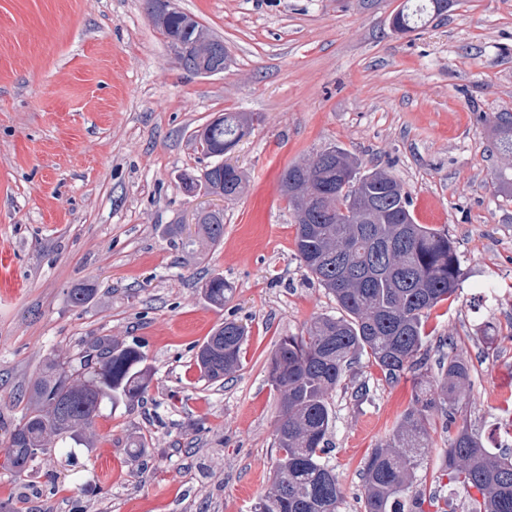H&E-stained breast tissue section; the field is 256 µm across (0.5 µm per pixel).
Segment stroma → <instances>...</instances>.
Wrapping results in <instances>:
<instances>
[{
  "mask_svg": "<svg viewBox=\"0 0 512 512\" xmlns=\"http://www.w3.org/2000/svg\"><path fill=\"white\" fill-rule=\"evenodd\" d=\"M403 2L177 0L230 54L202 77L174 59L145 0H0V512H255L278 458L268 360L337 312L296 256L279 180L333 145L396 177L417 222L448 231L464 281L425 320L426 367L468 361L456 417L512 449V202L494 192L506 160L490 150L496 116L512 113V0H453L399 34ZM227 112L259 118L227 156L244 192L187 195L180 177L212 163L195 132ZM214 210L220 245L171 235ZM212 274L234 289L221 307L201 292ZM78 287L92 294L76 307ZM227 319L247 329L241 365L212 383L196 347ZM93 336L141 344L142 404L104 407L92 438L51 440L15 476L4 448L31 381L50 357L78 363ZM418 395L412 375L386 381L367 359L346 371L327 451L338 512H361L364 460ZM448 427L434 417L422 488L456 512L467 497L441 476Z\"/></svg>",
  "mask_w": 512,
  "mask_h": 512,
  "instance_id": "stroma-1",
  "label": "stroma"
}]
</instances>
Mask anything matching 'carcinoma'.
Listing matches in <instances>:
<instances>
[{"mask_svg":"<svg viewBox=\"0 0 512 512\" xmlns=\"http://www.w3.org/2000/svg\"><path fill=\"white\" fill-rule=\"evenodd\" d=\"M441 0H412L394 14L395 32L407 34L442 14ZM166 38L192 39L208 30L178 16L155 23ZM255 118L226 112L203 128L204 140L231 152L254 130ZM496 153L512 157V113L501 112L491 129ZM209 194L236 200L243 172L213 163L197 178ZM496 192L512 201V165L494 177ZM281 192L296 215V254L304 270L336 300L338 315L320 316L296 335L281 338L268 377L281 394L275 424L279 457L256 512H337L342 499L335 468L326 460L333 412L329 395L348 367L364 356L384 376L424 368V318L461 288L463 274L448 232L415 222L407 192L392 175L368 169L346 149L333 146L289 166ZM224 239L221 212L198 216L196 240ZM205 299L223 306L233 288L217 274L202 286ZM245 327L226 321L199 346L201 377L219 382L239 368ZM471 366L450 356L434 377L420 375L426 398L406 411L388 441L373 448L363 467V512H447L418 490L431 448V416L453 420L450 408L469 382ZM150 382L147 357L135 343L92 340L79 366L48 359L34 380L29 408L8 436L7 468L26 476L52 438L66 439L95 425L102 405L139 403ZM448 485L464 490L471 512H512V455L494 453L463 423L444 453Z\"/></svg>","mask_w":512,"mask_h":512,"instance_id":"carcinoma-1","label":"carcinoma"}]
</instances>
